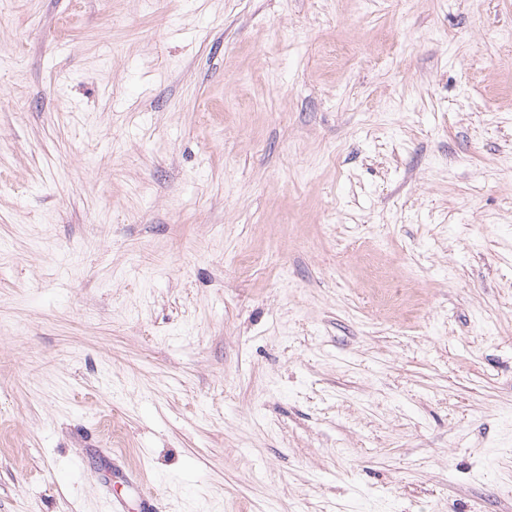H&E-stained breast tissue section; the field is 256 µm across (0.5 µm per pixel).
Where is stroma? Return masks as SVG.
I'll return each mask as SVG.
<instances>
[{
	"instance_id": "obj_1",
	"label": "stroma",
	"mask_w": 512,
	"mask_h": 512,
	"mask_svg": "<svg viewBox=\"0 0 512 512\" xmlns=\"http://www.w3.org/2000/svg\"><path fill=\"white\" fill-rule=\"evenodd\" d=\"M512 512V0H0V512Z\"/></svg>"
}]
</instances>
